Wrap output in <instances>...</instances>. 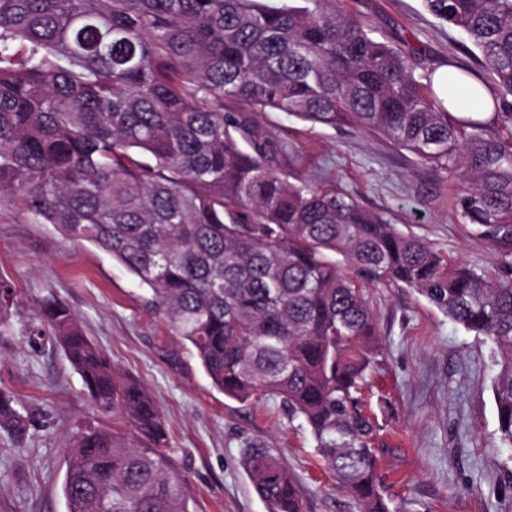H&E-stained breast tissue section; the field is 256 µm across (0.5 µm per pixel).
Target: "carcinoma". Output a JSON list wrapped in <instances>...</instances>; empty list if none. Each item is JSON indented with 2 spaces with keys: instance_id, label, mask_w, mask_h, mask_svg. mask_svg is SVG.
Instances as JSON below:
<instances>
[{
  "instance_id": "cac0c4a2",
  "label": "carcinoma",
  "mask_w": 512,
  "mask_h": 512,
  "mask_svg": "<svg viewBox=\"0 0 512 512\" xmlns=\"http://www.w3.org/2000/svg\"><path fill=\"white\" fill-rule=\"evenodd\" d=\"M0 0V202L112 257L190 344L213 386L273 399L312 435L359 512H390L362 389L379 353L367 285L416 291L493 343L512 447V279L455 264L334 187L290 179L249 113L350 125L457 181L463 223L512 257V0H424L479 52L499 111L450 112L411 55L335 0ZM458 87L477 81L458 68ZM31 347L60 346L112 428L77 432L67 512H189L149 390L46 300ZM28 422L0 391V426ZM265 512H304L276 455L245 443Z\"/></svg>"
}]
</instances>
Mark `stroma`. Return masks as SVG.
Masks as SVG:
<instances>
[{
    "mask_svg": "<svg viewBox=\"0 0 512 512\" xmlns=\"http://www.w3.org/2000/svg\"><path fill=\"white\" fill-rule=\"evenodd\" d=\"M374 38L411 52L414 74L453 62L488 70L457 30L423 0H336ZM252 121L283 153L291 176L335 185L403 232L422 238L493 279L512 264L463 224L452 181L410 153L344 127L313 125L284 112ZM0 281L13 296L0 311V389L32 426L24 441L0 429V512H66L62 482L73 435L111 426L88 399L59 350H32L26 336L54 298L123 373L152 392L185 472L193 512H265L241 464V444L264 442L288 468L306 512H357L314 451L309 431L279 402L240 404L215 389L189 346L154 313L124 267L10 206L0 207ZM380 353L364 390L379 426L378 471L392 512H512V447L500 444L492 394L496 351L413 290L370 286Z\"/></svg>",
    "mask_w": 512,
    "mask_h": 512,
    "instance_id": "35a3bbf8",
    "label": "stroma"
}]
</instances>
